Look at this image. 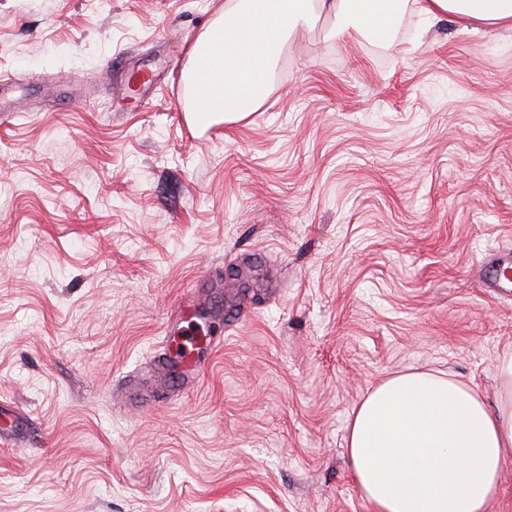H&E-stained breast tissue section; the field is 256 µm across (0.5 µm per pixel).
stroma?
<instances>
[{
  "label": "stroma",
  "instance_id": "obj_1",
  "mask_svg": "<svg viewBox=\"0 0 512 512\" xmlns=\"http://www.w3.org/2000/svg\"><path fill=\"white\" fill-rule=\"evenodd\" d=\"M224 0H0V512H373L391 375L512 351V28L298 26L242 120L182 121ZM151 80L133 97L114 86ZM203 379L153 368L196 332Z\"/></svg>",
  "mask_w": 512,
  "mask_h": 512
}]
</instances>
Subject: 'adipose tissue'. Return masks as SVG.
Instances as JSON below:
<instances>
[{
	"mask_svg": "<svg viewBox=\"0 0 512 512\" xmlns=\"http://www.w3.org/2000/svg\"><path fill=\"white\" fill-rule=\"evenodd\" d=\"M402 0H224L199 40L197 112L233 121L266 99L286 38L317 14L339 28L388 34ZM428 18L451 15L512 27V0H422ZM494 403L445 374L406 372L370 390L348 425L353 479L374 512H489L512 453V353L497 367Z\"/></svg>",
	"mask_w": 512,
	"mask_h": 512,
	"instance_id": "ef3b65f1",
	"label": "adipose tissue"
}]
</instances>
